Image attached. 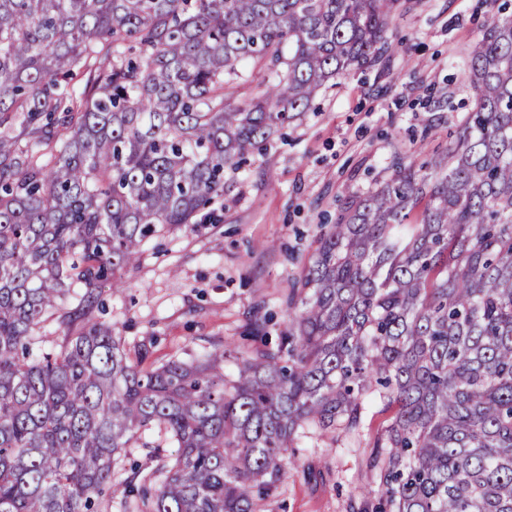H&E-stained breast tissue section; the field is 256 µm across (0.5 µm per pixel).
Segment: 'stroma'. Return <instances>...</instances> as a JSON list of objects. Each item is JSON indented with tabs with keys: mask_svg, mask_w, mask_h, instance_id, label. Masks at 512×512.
I'll list each match as a JSON object with an SVG mask.
<instances>
[{
	"mask_svg": "<svg viewBox=\"0 0 512 512\" xmlns=\"http://www.w3.org/2000/svg\"><path fill=\"white\" fill-rule=\"evenodd\" d=\"M509 14L512 0H406L382 61L336 77L263 154L227 169L223 196L197 224L145 241L139 265L120 271L121 288L103 291L96 318L111 323L127 349L146 344L154 365L216 347L244 352L256 316L270 317L269 336H280L288 325L282 298L306 270L321 224L335 220L346 198L372 189L394 157L429 167L447 156L476 100L467 53ZM383 420L370 415L363 433L333 440L305 434L258 512L376 505L379 479L367 460ZM156 463L150 449H127L108 512H120L133 467Z\"/></svg>",
	"mask_w": 512,
	"mask_h": 512,
	"instance_id": "35a3bbf8",
	"label": "stroma"
}]
</instances>
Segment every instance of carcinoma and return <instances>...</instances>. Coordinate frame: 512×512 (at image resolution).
<instances>
[{
    "instance_id": "obj_1",
    "label": "carcinoma",
    "mask_w": 512,
    "mask_h": 512,
    "mask_svg": "<svg viewBox=\"0 0 512 512\" xmlns=\"http://www.w3.org/2000/svg\"><path fill=\"white\" fill-rule=\"evenodd\" d=\"M401 0H0V512H103L125 449L176 444L132 512H256L306 430L392 412L369 467L392 512H512V16L468 56L448 156L322 227L280 343L144 366L96 320L146 239L389 49ZM266 70L242 105L240 64ZM419 220L411 221L416 209ZM82 293L66 306L72 285ZM65 344L42 351L48 319Z\"/></svg>"
}]
</instances>
